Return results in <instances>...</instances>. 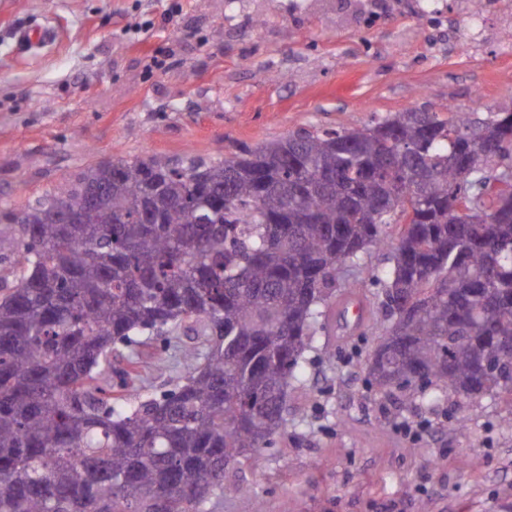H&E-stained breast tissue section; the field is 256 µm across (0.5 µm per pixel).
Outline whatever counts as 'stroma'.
<instances>
[{
  "label": "stroma",
  "mask_w": 512,
  "mask_h": 512,
  "mask_svg": "<svg viewBox=\"0 0 512 512\" xmlns=\"http://www.w3.org/2000/svg\"><path fill=\"white\" fill-rule=\"evenodd\" d=\"M452 107L512 110V0H0V200L18 206L99 161ZM345 323L328 308L284 432L211 512H512V401L380 393L374 326ZM195 341L155 339L135 392L171 389Z\"/></svg>",
  "instance_id": "obj_1"
}]
</instances>
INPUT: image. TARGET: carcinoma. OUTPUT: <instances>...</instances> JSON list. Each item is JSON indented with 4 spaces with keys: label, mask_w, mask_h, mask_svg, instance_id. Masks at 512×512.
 I'll use <instances>...</instances> for the list:
<instances>
[{
    "label": "carcinoma",
    "mask_w": 512,
    "mask_h": 512,
    "mask_svg": "<svg viewBox=\"0 0 512 512\" xmlns=\"http://www.w3.org/2000/svg\"><path fill=\"white\" fill-rule=\"evenodd\" d=\"M512 110L409 108L217 159L101 161L29 202L0 280V512H209L286 425L322 309L370 249L389 267L370 385L512 397ZM482 149L469 177L448 164ZM98 197L86 212L88 195ZM80 214L78 224L54 216ZM185 324L203 340L160 398L112 350Z\"/></svg>",
    "instance_id": "1"
}]
</instances>
